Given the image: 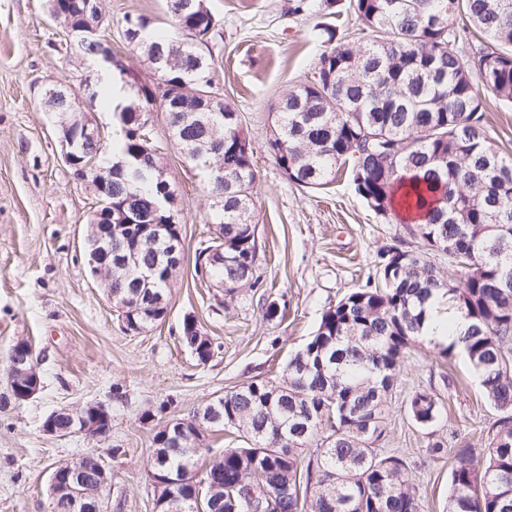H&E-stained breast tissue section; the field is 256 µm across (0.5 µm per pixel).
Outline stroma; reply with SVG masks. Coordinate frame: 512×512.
<instances>
[{
	"label": "stroma",
	"mask_w": 512,
	"mask_h": 512,
	"mask_svg": "<svg viewBox=\"0 0 512 512\" xmlns=\"http://www.w3.org/2000/svg\"><path fill=\"white\" fill-rule=\"evenodd\" d=\"M218 27L204 52L212 57L215 89L243 119L257 180L262 287L225 298L194 273V249L212 226L204 176L185 162L164 113L153 136L164 150L182 225L183 271L168 295L165 320L126 332L92 279L83 256L92 197L60 159L51 113L39 90L75 81L65 33L47 0H0V394L12 346L29 339L40 357L43 388L31 400L0 410V512H49L54 468L82 455L112 471L110 512H155L150 481L152 437L159 423L186 418L197 407L256 377L280 374L322 314L352 290L376 282L373 259L388 245L417 247L405 225L386 222L354 191L347 168L327 183L291 182L268 150L273 108L289 89L310 80L327 48V11L294 13V0H207ZM167 0H102L112 51L141 80L152 70L124 39L126 15L143 13L154 28L181 39ZM493 147L512 159V105L482 91ZM279 315H265L268 304ZM195 315L217 346L199 363L179 341L185 315ZM434 395L438 414L418 426L408 412L412 392ZM101 402L112 415L106 438L58 439L42 430L53 410ZM155 412L146 421L145 412ZM497 412L461 357H440L428 344L411 348L396 373L381 446L405 457L423 512H447L451 455L433 457L429 439L459 434L482 461Z\"/></svg>",
	"instance_id": "35a3bbf8"
}]
</instances>
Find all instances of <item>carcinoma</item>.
Segmentation results:
<instances>
[{
	"instance_id": "carcinoma-1",
	"label": "carcinoma",
	"mask_w": 512,
	"mask_h": 512,
	"mask_svg": "<svg viewBox=\"0 0 512 512\" xmlns=\"http://www.w3.org/2000/svg\"><path fill=\"white\" fill-rule=\"evenodd\" d=\"M169 7L172 23L188 44L146 43L136 47L157 72V81L176 92L171 131L186 162L205 159L224 182L206 184L223 198L211 204L213 235L197 242L195 261L233 296L261 286L257 274L258 229L251 201L256 182L253 151L235 109L225 104L197 112L203 79L213 68L195 47L215 16L206 0ZM349 0L369 38L356 44L326 30L331 47L318 58L312 80L289 90L275 107L269 144L294 183L314 188L336 166H348L356 193L388 221L398 209L415 210L419 222L406 225L421 240L416 249H380L374 260L379 284L359 288L321 316L306 345L278 378H255L227 392L222 419L201 432L186 426L184 440L160 428L153 436V469L181 482L154 494L159 512L202 494L205 512H252L263 499L271 512H421L408 483L407 462L379 448L395 371L420 336L429 310L445 300L468 323L458 341L437 343L443 356L463 357L498 411L488 454L478 467L470 446L454 448L448 512H512V161L486 135L477 86L512 104V0ZM462 31L476 28L487 40L470 49ZM124 34L152 25L145 14L129 15ZM73 60L96 55L77 38L66 41ZM135 99L119 117L148 105L144 86L130 83ZM58 119L70 116L69 92L55 84L42 97ZM148 131L131 124L119 145L124 156L147 147ZM76 143L78 157L104 169L112 150ZM169 186L160 159L112 176V197L127 203L137 224H120L126 262L112 267V304L126 307L127 329L142 333L168 306V291L181 265L166 258L181 227L160 201ZM145 224L158 228L147 230ZM432 251L469 266L455 282L429 259ZM159 262L149 284L135 285L137 269ZM180 341L205 364L213 339L195 318L183 320ZM414 420L429 426L437 405L426 391L410 398ZM234 430L245 446L226 448L193 475L209 451L210 435ZM313 448L306 455L304 449Z\"/></svg>"
}]
</instances>
